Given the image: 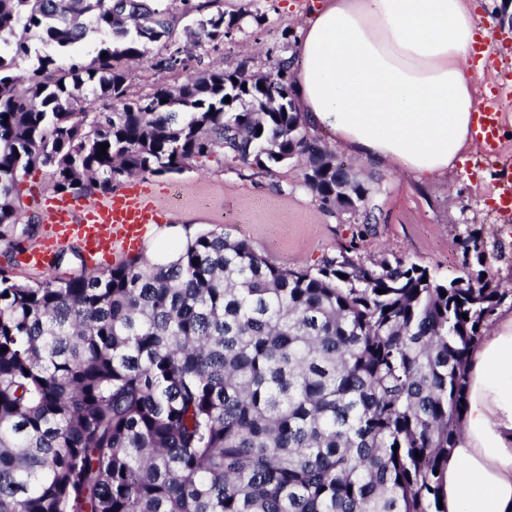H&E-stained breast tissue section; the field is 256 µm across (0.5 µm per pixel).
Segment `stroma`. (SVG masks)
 Segmentation results:
<instances>
[{
  "label": "stroma",
  "mask_w": 512,
  "mask_h": 512,
  "mask_svg": "<svg viewBox=\"0 0 512 512\" xmlns=\"http://www.w3.org/2000/svg\"><path fill=\"white\" fill-rule=\"evenodd\" d=\"M316 5L317 0H219L218 9L241 15L243 21L240 30L210 52V62L227 71L243 64L252 71H270L276 58L293 51ZM501 5L502 0H476L474 9L477 23H497L492 54L478 82L485 100L492 96L495 67L512 64V29L498 23ZM128 70L133 98L152 92L158 83L177 86L185 79L181 72L157 71L146 58L129 63ZM316 136L377 188L378 223L351 224L345 216L321 211L303 184L299 164L267 171L217 158L178 174L138 176L141 187L163 207L162 223L149 232L158 256L176 247V239L163 231L177 226L196 235L224 232L246 239L259 255L294 270H316L348 246L363 261L400 258L448 281L484 265L504 296L503 307L512 309V221L495 209L502 177L497 166L484 164L475 150L449 175L418 182L395 166L339 151L330 131ZM473 240L478 243L474 251L467 247Z\"/></svg>",
  "instance_id": "35a3bbf8"
}]
</instances>
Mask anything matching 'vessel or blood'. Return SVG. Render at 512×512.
Segmentation results:
<instances>
[{
	"label": "vessel or blood",
	"instance_id": "obj_1",
	"mask_svg": "<svg viewBox=\"0 0 512 512\" xmlns=\"http://www.w3.org/2000/svg\"><path fill=\"white\" fill-rule=\"evenodd\" d=\"M512 97V68H498L493 97L474 118L478 137L487 157L512 166L500 143L499 130L505 114L500 98ZM161 207L147 195L125 190L97 201H77L57 196L43 204V221L52 228L51 237L22 256L24 264L35 269L49 268L60 246H79L87 257L118 254L139 242L148 225L158 223Z\"/></svg>",
	"mask_w": 512,
	"mask_h": 512
}]
</instances>
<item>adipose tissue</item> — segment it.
Segmentation results:
<instances>
[{"label":"adipose tissue","instance_id":"1","mask_svg":"<svg viewBox=\"0 0 512 512\" xmlns=\"http://www.w3.org/2000/svg\"><path fill=\"white\" fill-rule=\"evenodd\" d=\"M491 33L468 0H322L291 54L298 110L354 157L446 175L476 144L471 59ZM462 430L447 512H512V311L470 353Z\"/></svg>","mask_w":512,"mask_h":512}]
</instances>
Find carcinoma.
Listing matches in <instances>:
<instances>
[{"mask_svg": "<svg viewBox=\"0 0 512 512\" xmlns=\"http://www.w3.org/2000/svg\"><path fill=\"white\" fill-rule=\"evenodd\" d=\"M155 2L0 0V240L12 253L37 227L19 189L35 168L88 194L219 153L267 170L302 159L320 209L347 208L336 156L301 113L272 105L293 96L291 65L203 67L240 18L210 11L216 0ZM178 10L201 15L194 64ZM90 29L102 39L87 63L70 49ZM33 39L58 54L22 69ZM155 44V68L186 78L132 99L127 66ZM348 192L360 207L349 223H378L355 172ZM502 299L485 268L451 283L347 248L298 271L226 233L35 286L0 266V512H446L470 350Z\"/></svg>", "mask_w": 512, "mask_h": 512, "instance_id": "cac0c4a2", "label": "carcinoma"}]
</instances>
